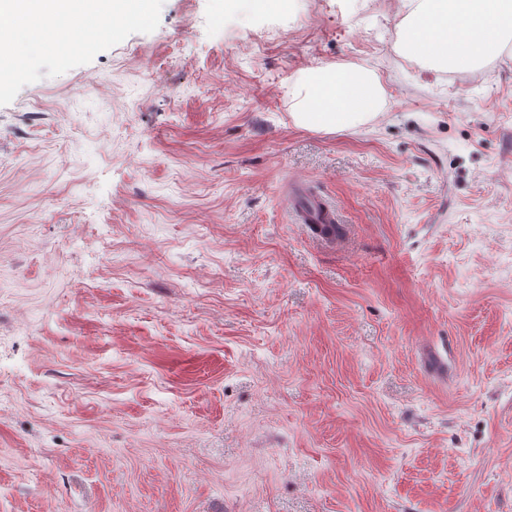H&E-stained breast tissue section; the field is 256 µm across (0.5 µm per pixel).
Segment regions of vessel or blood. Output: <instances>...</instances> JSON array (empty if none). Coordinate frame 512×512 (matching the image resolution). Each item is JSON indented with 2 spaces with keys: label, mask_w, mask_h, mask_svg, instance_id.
Wrapping results in <instances>:
<instances>
[{
  "label": "vessel or blood",
  "mask_w": 512,
  "mask_h": 512,
  "mask_svg": "<svg viewBox=\"0 0 512 512\" xmlns=\"http://www.w3.org/2000/svg\"><path fill=\"white\" fill-rule=\"evenodd\" d=\"M285 204L294 223L308 225L311 235L321 243L335 244L334 226L341 216L336 206L314 192L308 183H290L285 191Z\"/></svg>",
  "instance_id": "vessel-or-blood-1"
}]
</instances>
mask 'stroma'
Returning a JSON list of instances; mask_svg holds the SVG:
<instances>
[{"mask_svg": "<svg viewBox=\"0 0 512 512\" xmlns=\"http://www.w3.org/2000/svg\"><path fill=\"white\" fill-rule=\"evenodd\" d=\"M408 14L164 0L0 106V512H512V43L432 69ZM343 63L383 111L297 126ZM297 125L336 132L371 121L384 105L378 77L351 65H327L301 73L293 84ZM285 205L294 223L310 224L311 235L326 245L336 244L337 224H341V216L336 206L324 197L314 192L307 182H291L285 191Z\"/></svg>", "mask_w": 512, "mask_h": 512, "instance_id": "1", "label": "stroma"}]
</instances>
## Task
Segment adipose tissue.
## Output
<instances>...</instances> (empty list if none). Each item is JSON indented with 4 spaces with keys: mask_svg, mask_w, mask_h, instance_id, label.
<instances>
[{
    "mask_svg": "<svg viewBox=\"0 0 512 512\" xmlns=\"http://www.w3.org/2000/svg\"><path fill=\"white\" fill-rule=\"evenodd\" d=\"M512 40V0H416L398 46L406 55L455 71L497 57ZM297 125L336 132L371 121L384 105L378 77L351 65L301 73L293 85Z\"/></svg>",
    "mask_w": 512,
    "mask_h": 512,
    "instance_id": "ef3b65f1",
    "label": "adipose tissue"
}]
</instances>
